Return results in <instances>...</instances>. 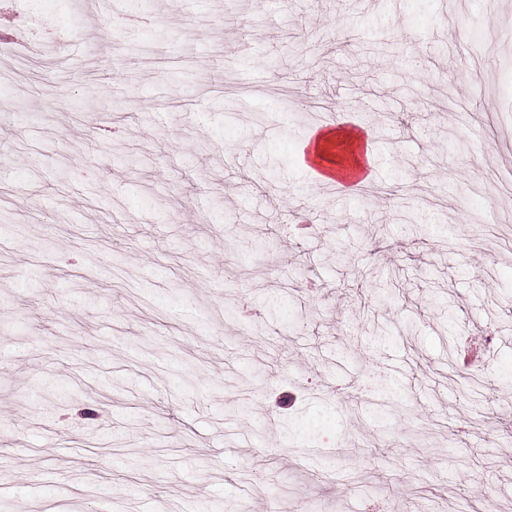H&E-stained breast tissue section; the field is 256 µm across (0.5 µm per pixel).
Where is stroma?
Returning <instances> with one entry per match:
<instances>
[{"mask_svg": "<svg viewBox=\"0 0 512 512\" xmlns=\"http://www.w3.org/2000/svg\"><path fill=\"white\" fill-rule=\"evenodd\" d=\"M99 3L4 14L0 512H512V0ZM368 139L367 132L347 127L337 118L311 133L302 160L315 165L319 169L320 178L327 179L323 185L334 191L340 184L336 179L355 180L363 175L368 161ZM338 145L351 148V159L346 165L336 161L335 150Z\"/></svg>", "mask_w": 512, "mask_h": 512, "instance_id": "obj_1", "label": "stroma"}]
</instances>
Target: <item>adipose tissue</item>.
Returning a JSON list of instances; mask_svg holds the SVG:
<instances>
[{
    "instance_id": "1",
    "label": "adipose tissue",
    "mask_w": 512,
    "mask_h": 512,
    "mask_svg": "<svg viewBox=\"0 0 512 512\" xmlns=\"http://www.w3.org/2000/svg\"><path fill=\"white\" fill-rule=\"evenodd\" d=\"M302 159L318 168L320 178L358 179L368 161V134L334 121L311 133Z\"/></svg>"
}]
</instances>
